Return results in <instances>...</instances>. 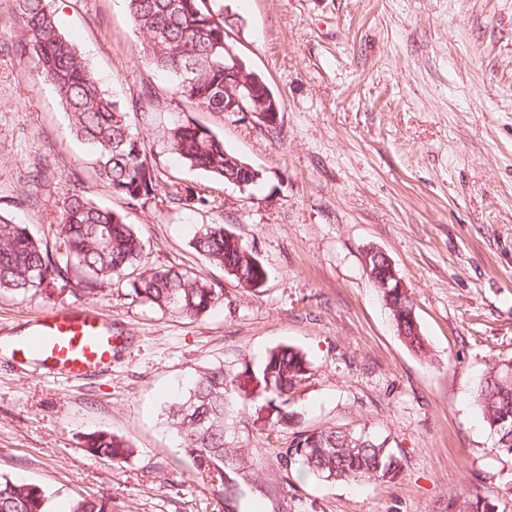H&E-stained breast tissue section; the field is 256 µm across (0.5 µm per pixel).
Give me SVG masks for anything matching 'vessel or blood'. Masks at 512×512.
Instances as JSON below:
<instances>
[{"instance_id": "obj_1", "label": "vessel or blood", "mask_w": 512, "mask_h": 512, "mask_svg": "<svg viewBox=\"0 0 512 512\" xmlns=\"http://www.w3.org/2000/svg\"><path fill=\"white\" fill-rule=\"evenodd\" d=\"M23 348L51 373L78 378L107 366L123 342L92 306L67 305L41 313L24 327Z\"/></svg>"}]
</instances>
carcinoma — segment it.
Here are the masks:
<instances>
[{
    "mask_svg": "<svg viewBox=\"0 0 512 512\" xmlns=\"http://www.w3.org/2000/svg\"><path fill=\"white\" fill-rule=\"evenodd\" d=\"M129 14L143 35L144 57L173 81L174 96L208 112H233L255 106L270 110L263 95L252 96L245 87L224 85V46H233L229 30L240 21L229 10L215 11L209 0H126ZM21 37L11 46L19 59L35 63L37 77L49 84L67 115L72 136L95 156V174L113 195L132 206H144L154 197L157 176L144 143L132 132L128 110L153 112L157 108L147 89L130 104H121L104 89L99 77L61 33L52 0H13ZM281 108V105L274 106ZM167 146L191 169L224 181L237 180L244 188L256 186L243 173L244 160L228 152L224 141L190 118L178 120L165 131ZM61 233L64 251L52 253L35 239L26 225L0 217V290L17 294L50 291L79 273L74 293L87 296L104 284L126 275L135 298L164 313L196 317L224 301L223 290L175 269L138 271L143 258L140 235L126 218L73 190L62 204ZM193 249L224 267L242 288L264 285L268 271L255 250L222 224H208L192 238ZM387 309L410 314V296L392 293ZM405 345L426 353L420 326L407 318L396 325ZM311 364L304 353L289 345L272 349L261 368L233 372L223 365L199 371L187 392L164 404L168 427L197 471L227 501L239 502L246 482L249 450L237 446L228 434V411L244 398L241 380L258 382L254 398L276 408L277 420L288 418V401L308 378ZM474 403L483 423L497 438L496 453L512 458V360L492 365L479 381ZM85 447L96 455L120 463L134 454L125 439L108 431L88 434ZM278 463L297 466L323 481L361 484L390 481L398 473V460L386 441L345 426L300 432L286 448H275ZM45 491L33 483L0 476V512H48ZM69 512H105L97 498L76 501ZM453 512H491L477 495L458 498Z\"/></svg>",
    "mask_w": 512,
    "mask_h": 512,
    "instance_id": "cac0c4a2",
    "label": "carcinoma"
}]
</instances>
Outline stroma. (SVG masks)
<instances>
[{
    "mask_svg": "<svg viewBox=\"0 0 512 512\" xmlns=\"http://www.w3.org/2000/svg\"><path fill=\"white\" fill-rule=\"evenodd\" d=\"M62 32L121 102L151 87L156 112H132L159 187L130 206L96 178L68 134L51 87L0 54V216L63 249L61 203L79 173L87 198L125 212L146 269L174 267L223 289L197 317L162 314L122 284L93 295L0 292V338L41 312L80 301L128 341L108 371L69 381L0 351V475L43 487L50 508L104 499L109 512H451L464 491L512 512V458L473 406L492 361L512 358V0H232L234 45L280 99L276 125L255 112H207L173 97L140 53L124 0H54ZM189 113L258 169L243 191L178 164L164 129ZM46 169L31 177L33 160ZM193 191L189 206L175 191ZM221 224L267 266L256 291L192 247ZM383 250L407 287L426 340L406 347L364 267ZM279 345L302 350L308 379L276 429L264 400L234 405L251 449L239 505L225 503L164 426L161 407L213 364L258 369ZM344 425L386 441L390 482L326 483L264 463L260 439ZM109 430L136 453L89 454Z\"/></svg>",
    "mask_w": 512,
    "mask_h": 512,
    "instance_id": "stroma-1",
    "label": "stroma"
}]
</instances>
